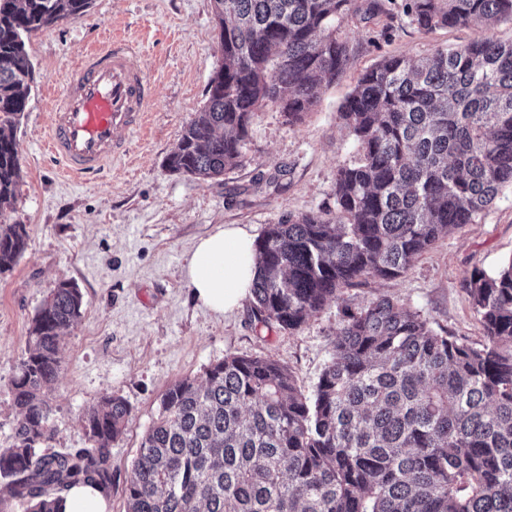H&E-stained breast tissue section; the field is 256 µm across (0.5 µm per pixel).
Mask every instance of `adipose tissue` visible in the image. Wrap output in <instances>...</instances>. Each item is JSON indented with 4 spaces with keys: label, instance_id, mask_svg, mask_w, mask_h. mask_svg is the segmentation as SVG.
<instances>
[{
    "label": "adipose tissue",
    "instance_id": "1",
    "mask_svg": "<svg viewBox=\"0 0 512 512\" xmlns=\"http://www.w3.org/2000/svg\"><path fill=\"white\" fill-rule=\"evenodd\" d=\"M257 271L255 237L234 224L201 238L186 265L193 296L219 314L237 308L250 294Z\"/></svg>",
    "mask_w": 512,
    "mask_h": 512
}]
</instances>
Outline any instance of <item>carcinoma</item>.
<instances>
[{
    "label": "carcinoma",
    "mask_w": 512,
    "mask_h": 512,
    "mask_svg": "<svg viewBox=\"0 0 512 512\" xmlns=\"http://www.w3.org/2000/svg\"><path fill=\"white\" fill-rule=\"evenodd\" d=\"M213 2L224 75L167 158L203 181L241 162L252 112L275 105L302 120L351 59L336 22L352 0ZM89 4L0 0V273L29 239L26 225L3 221L33 82L23 36ZM402 10L424 32L512 21V0H402ZM339 117L359 156L337 171L336 219L290 217L257 243L251 294L263 324L297 330L342 287L403 275L512 184V42L387 57L360 75ZM468 293L485 331L478 347L380 298L344 309L310 396L278 361L231 354L174 383L126 479V512H512V259L475 272ZM82 312L81 292L62 281L32 319L11 381L20 418L0 450V512H61L79 483L112 493L111 445L130 414L121 397L87 412L88 447L43 451L53 436L43 389Z\"/></svg>",
    "instance_id": "1"
}]
</instances>
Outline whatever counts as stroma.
<instances>
[{"label": "stroma", "mask_w": 512, "mask_h": 512, "mask_svg": "<svg viewBox=\"0 0 512 512\" xmlns=\"http://www.w3.org/2000/svg\"><path fill=\"white\" fill-rule=\"evenodd\" d=\"M401 4L352 0L336 28L351 48L347 70L321 89L302 121L289 122L270 106L252 112L241 164L209 182L169 171L166 159L184 127L198 119L223 61L213 0H92L83 17L27 36L35 84L15 131L22 179L6 219L26 225L29 241L14 268L0 274V449L15 442L10 384L31 321L62 281L80 289L84 313L65 332L61 373L44 391L55 432L45 450L87 447L85 413L103 397H122L131 414L111 447L112 512H125V481L166 389L201 379L224 355L277 360L311 393L332 356L342 308L382 297L419 312L436 331L483 342L466 284L474 272L495 271L512 259L510 183L403 276L342 288L295 331L259 323L249 299L216 314L187 286L188 255L221 225H240L259 238L291 216L335 217L337 170L357 153L338 110L360 73L388 56L419 59L479 36L472 28L420 31ZM109 36L139 49L154 94L144 128L126 141V155L73 180L44 147L54 95L78 60Z\"/></svg>", "instance_id": "35a3bbf8"}]
</instances>
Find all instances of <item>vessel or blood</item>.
<instances>
[{
    "label": "vessel or blood",
    "instance_id": "obj_1",
    "mask_svg": "<svg viewBox=\"0 0 512 512\" xmlns=\"http://www.w3.org/2000/svg\"><path fill=\"white\" fill-rule=\"evenodd\" d=\"M152 94L133 46L115 42L92 50L55 101L48 152L74 177L98 171L144 126Z\"/></svg>",
    "mask_w": 512,
    "mask_h": 512
}]
</instances>
